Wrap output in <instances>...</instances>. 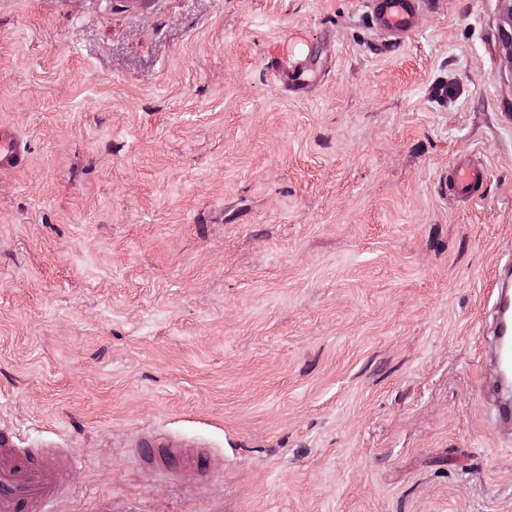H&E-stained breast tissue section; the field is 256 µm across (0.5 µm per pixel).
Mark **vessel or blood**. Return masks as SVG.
Listing matches in <instances>:
<instances>
[{"instance_id":"obj_1","label":"vessel or blood","mask_w":512,"mask_h":512,"mask_svg":"<svg viewBox=\"0 0 512 512\" xmlns=\"http://www.w3.org/2000/svg\"><path fill=\"white\" fill-rule=\"evenodd\" d=\"M434 0H369L373 29L387 45L405 42L415 29L419 11ZM317 53L311 45L294 51L281 45L274 57L275 70L284 89L298 95L318 83L323 74L314 70ZM28 153L20 134L0 125V171L22 168ZM486 169L478 156L453 160L440 181L442 194L465 200L480 190ZM482 340L491 349L488 363L493 373L480 387L482 402L496 428H512V254L499 263L490 292ZM136 447L161 460L206 473L209 452L189 441H176L160 432L140 434ZM69 490L67 468L61 455L42 448L21 446L18 436L0 429V512H55V504Z\"/></svg>"}]
</instances>
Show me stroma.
I'll list each match as a JSON object with an SVG mask.
<instances>
[{
	"label": "stroma",
	"instance_id": "stroma-1",
	"mask_svg": "<svg viewBox=\"0 0 512 512\" xmlns=\"http://www.w3.org/2000/svg\"><path fill=\"white\" fill-rule=\"evenodd\" d=\"M323 46L289 97L281 39ZM480 0H0V423L58 512H512L479 323L512 242V68ZM481 153L454 204L437 181ZM159 430L210 476L145 457ZM436 0H370L373 30L381 43L400 45L415 29L416 16L424 8L431 9ZM28 162L20 134L9 125H0V171L18 170ZM486 179L484 163L476 155L460 156L450 163L440 181L441 194L454 200H467L480 190Z\"/></svg>",
	"mask_w": 512,
	"mask_h": 512
}]
</instances>
